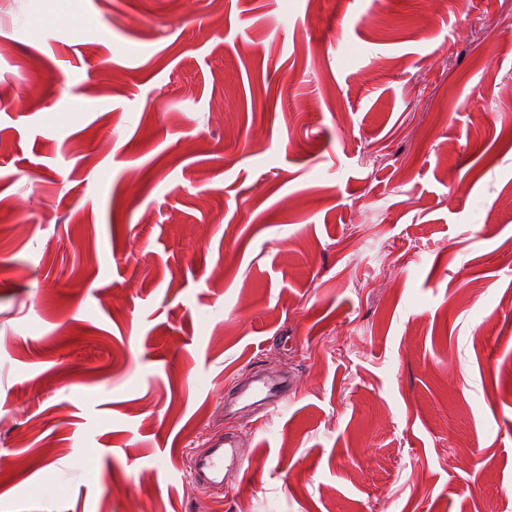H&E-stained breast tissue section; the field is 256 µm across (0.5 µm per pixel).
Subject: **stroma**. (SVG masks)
<instances>
[{"mask_svg": "<svg viewBox=\"0 0 512 512\" xmlns=\"http://www.w3.org/2000/svg\"><path fill=\"white\" fill-rule=\"evenodd\" d=\"M509 129L512 0H0V512H512ZM286 389V381H267L254 392V396L260 397L258 401L265 405L267 409L276 410L279 404L284 400ZM234 448H238L232 439L224 438L213 443L204 453L191 456V478L205 491L223 493L224 465L235 466L238 470L247 458L240 457Z\"/></svg>", "mask_w": 512, "mask_h": 512, "instance_id": "1", "label": "stroma"}]
</instances>
